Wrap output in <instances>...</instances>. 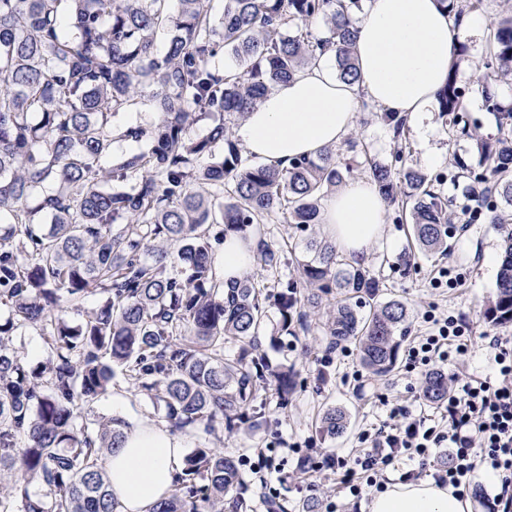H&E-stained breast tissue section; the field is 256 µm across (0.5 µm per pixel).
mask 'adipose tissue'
Instances as JSON below:
<instances>
[{"mask_svg": "<svg viewBox=\"0 0 512 512\" xmlns=\"http://www.w3.org/2000/svg\"><path fill=\"white\" fill-rule=\"evenodd\" d=\"M484 25L474 15L454 26L439 0H366L356 21L358 81H341L333 54H326L274 86L247 113L236 136L255 159L285 168L339 144L366 100L419 124L438 101L464 32L479 34ZM320 211L329 236L353 263H363L384 227L385 206L374 186L349 180L321 198ZM254 246L253 240L228 234L215 264L218 276L238 279ZM183 450L182 437L152 420L130 427L120 448L103 461L121 512H150L171 491ZM369 512H472V503L452 488L416 479L388 484L373 496Z\"/></svg>", "mask_w": 512, "mask_h": 512, "instance_id": "ef3b65f1", "label": "adipose tissue"}]
</instances>
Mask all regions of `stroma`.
<instances>
[{
  "instance_id": "35a3bbf8",
  "label": "stroma",
  "mask_w": 512,
  "mask_h": 512,
  "mask_svg": "<svg viewBox=\"0 0 512 512\" xmlns=\"http://www.w3.org/2000/svg\"><path fill=\"white\" fill-rule=\"evenodd\" d=\"M374 112V105L363 104L353 128L336 145L337 155L351 159L350 142L362 141L379 160H390L393 132L377 121ZM403 140L408 147V164L432 174H443L437 191L447 198L453 223L462 224V193L472 186L470 170L479 166L472 140L451 135L447 118L438 111L426 113L421 126H406ZM257 230L280 258L277 267L263 273L261 280L268 290H279L298 277L296 259L301 255L302 236L283 214L258 225ZM410 243L408 225L389 219L383 239L369 249L367 265L383 278L382 300L396 299L406 304V334L410 337L427 332V312L464 317L471 328V346L464 357L448 363L447 371L460 383L492 377L494 352L488 339L494 335L512 336V326H494L484 317L503 256L499 232L491 224L478 222L449 239L447 254H422L411 270H394V262ZM444 267L455 276V287H431V279ZM327 346L328 338L320 328L289 337L284 345L271 344L269 335H262L254 348L255 354L264 355L274 364L291 365L296 371V386L288 409H280L272 390L266 389L256 407V423L245 424L233 434L220 429L211 431L203 424L182 433L187 448H213L237 458L253 456L258 448L274 449L279 479L263 487L251 472L243 474L248 512H265L263 500L269 496L293 504L310 497L323 502L338 495L339 477L331 470L319 468L320 452L354 461L362 448V433L389 425V411L394 405L408 406L414 413L435 420L440 417L439 405L423 396L424 373L411 368L406 358H399L389 375L377 377L365 369L352 346L337 349L330 365H322L321 357ZM118 393L129 400L130 410L123 415L126 422L143 417L162 421V413L153 408L146 393L133 388L120 375L113 379L111 393L92 404L89 419L112 416V397ZM330 406L342 408L349 419L346 432L333 439L321 436L315 429L319 415ZM292 443L298 445V452L289 451Z\"/></svg>"
}]
</instances>
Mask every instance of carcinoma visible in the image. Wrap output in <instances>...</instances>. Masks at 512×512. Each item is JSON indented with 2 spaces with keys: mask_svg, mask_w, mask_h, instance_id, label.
Listing matches in <instances>:
<instances>
[{
  "mask_svg": "<svg viewBox=\"0 0 512 512\" xmlns=\"http://www.w3.org/2000/svg\"><path fill=\"white\" fill-rule=\"evenodd\" d=\"M178 2V10L171 3ZM0 0V512H120L101 466L120 447L129 424L87 422V410L112 388L121 370L153 399L173 430L198 422L229 433L252 419L257 381L274 383L279 405L294 391V373L242 349L224 357V340L251 345L265 328L267 301L278 310L277 339L305 329L307 311L336 300L329 344L355 345L376 376L395 368L408 311L380 301L381 278L344 258L336 244L304 239L300 285L271 295L244 275L226 285L213 272L224 234L247 235L279 213L304 233L319 223L318 202L343 181L350 164L326 147L286 168L242 157L224 115L243 117L270 86L333 50L339 79L358 77L353 10L361 0ZM324 20L329 36L304 27ZM166 35L164 53L157 40ZM224 54L234 66L222 70ZM485 72L471 90L499 115L507 134L478 140L484 173L482 217L504 242L496 288L485 309L493 325H512V105L491 82L512 75V14L491 23ZM456 70L439 93V111L465 109ZM152 107L149 127L113 124L119 112ZM375 117L403 135L406 120ZM211 122L202 137L190 132ZM133 143L118 152L121 142ZM394 220L411 226L418 249L448 250L455 228L448 200L434 190L440 175L403 166V147L389 163L352 144ZM117 182L124 189L112 190ZM220 225L218 232L213 226ZM173 242L177 250L167 249ZM279 256L261 237L256 271ZM180 267L171 276L167 267ZM90 296L96 310L71 323ZM40 331L48 356L26 364L15 340ZM425 399L448 398V375L425 377ZM344 412L329 408L318 424L334 438ZM239 460L196 448L176 473L174 488L153 512H241Z\"/></svg>",
  "mask_w": 512,
  "mask_h": 512,
  "instance_id": "carcinoma-1",
  "label": "carcinoma"
}]
</instances>
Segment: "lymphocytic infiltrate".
Segmentation results:
<instances>
[{"instance_id":"obj_1","label":"lymphocytic infiltrate","mask_w":512,"mask_h":512,"mask_svg":"<svg viewBox=\"0 0 512 512\" xmlns=\"http://www.w3.org/2000/svg\"><path fill=\"white\" fill-rule=\"evenodd\" d=\"M431 323L408 350L409 361L429 371L466 355L471 344L469 328L461 318L435 317ZM489 346L495 351V382L460 385L433 423L412 415L405 406L392 407L394 426L370 434V448L356 457L354 468L337 458V466L347 469L344 484L350 497L361 500L377 487L380 471L405 454L424 461L437 459L435 481L458 490L469 487L478 469L490 470L496 482L489 512H512V336L491 337ZM443 455L448 458L444 465L439 462Z\"/></svg>"}]
</instances>
